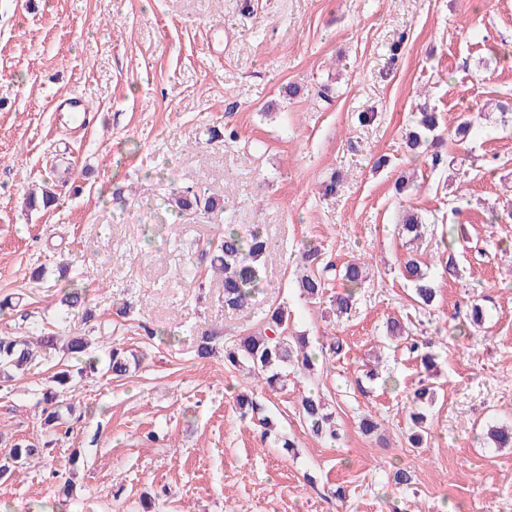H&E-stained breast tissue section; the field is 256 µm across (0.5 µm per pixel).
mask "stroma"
<instances>
[{
  "instance_id": "35a3bbf8",
  "label": "stroma",
  "mask_w": 512,
  "mask_h": 512,
  "mask_svg": "<svg viewBox=\"0 0 512 512\" xmlns=\"http://www.w3.org/2000/svg\"><path fill=\"white\" fill-rule=\"evenodd\" d=\"M70 94L96 114L88 132L53 110ZM500 101L512 103V0H0V299L24 296L0 334L23 312L58 324L65 264L100 320L130 305L114 336L144 354L123 380L100 371L63 390L74 405L64 436L0 479V512H512V448L484 436L512 425V223L492 220L512 205V122ZM421 106L439 113L453 169L406 148ZM361 112L371 120L358 122ZM475 113L478 130L456 141L459 116ZM335 173L336 196H323ZM404 176L414 185L397 191ZM45 183L56 204L26 209ZM186 186L223 200L241 233L265 226L267 285L253 308H225L215 275L204 290L179 287L191 249L224 222L180 211L174 195ZM409 210L426 225L413 243L398 226ZM452 224L466 238L449 254ZM310 242L321 262L366 261L348 317L301 296L296 256ZM410 256L429 268L431 306L402 277ZM40 266L43 279L29 280ZM473 301L484 324L453 334ZM278 303L292 331L316 347L340 338L343 353L276 391L223 357H197L203 330L258 332ZM391 317L433 339L434 375L395 348ZM62 367L60 354L38 351L20 388H0V460L18 441L45 440L38 400ZM370 368L376 379L357 388ZM425 380L437 391L432 437L414 448L409 400ZM311 391L335 414L336 442L299 416ZM242 392L295 448L242 416ZM365 417L375 433H361ZM399 468L409 484L394 482ZM339 485L342 501L316 492Z\"/></svg>"
}]
</instances>
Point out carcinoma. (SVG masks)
Masks as SVG:
<instances>
[{
	"label": "carcinoma",
	"instance_id": "obj_1",
	"mask_svg": "<svg viewBox=\"0 0 512 512\" xmlns=\"http://www.w3.org/2000/svg\"><path fill=\"white\" fill-rule=\"evenodd\" d=\"M437 127V113H419L416 127L406 134V146L415 152L420 150L428 144V134L434 132ZM270 249L271 242L263 227L256 226L244 237L236 225L227 221L217 242H211L199 250L200 258L210 259V271L224 279V307L244 310L253 305L256 294L266 280V260ZM318 257V249L303 246L300 262L309 268V272L302 275L298 281L300 294L309 302L319 303L329 282L337 278L342 280L346 284L344 292L329 299L331 310L339 319L350 313L356 301L357 290L365 281L363 262L349 261L344 269L338 271L332 264L314 267ZM197 258L190 257L188 270L192 271L198 267ZM404 276L414 285L419 303L430 305L435 297V288L432 287L427 272L418 259L411 257L405 260ZM61 304L69 313H82L85 322L95 318V314L88 307L86 291L76 283L62 296ZM288 319V308L278 305L268 310L263 331L257 334L240 336L227 342L222 332L215 329L205 331L198 340L197 356L207 359L222 351L224 366L235 370L246 369L269 389H282L288 381V369L309 375L318 370L319 362L324 356L331 357L342 350V343L338 340L331 342L325 351L321 348H311L303 334L288 335ZM387 332L390 336L404 341L406 350L420 361L426 371L430 372L436 368L431 342L411 336L406 325L398 320L387 323ZM33 339L42 346L58 350L64 356L80 362L81 367L77 368L78 376H86L97 371L100 357L89 352L92 336L64 327L60 331L42 332L36 337L18 333L13 336H0V378L3 382H16L22 379L31 359L30 344ZM99 347L104 350L107 371L115 378L128 376L133 369L139 367L143 359L136 350L115 341L111 342L107 336L100 340ZM433 396L434 391L425 385L413 392L410 411L413 431L409 442L414 447L421 445L428 435L426 404ZM40 403L44 404L41 411L44 415V429L49 431L56 428L61 419L58 391L52 388L46 390L42 393ZM237 403L242 415L258 418V422L264 428V436H274L275 442L282 443L284 448L295 447L292 440H284L275 434L274 423L264 415V407L254 395L241 393L238 395ZM299 415L314 435L331 441L337 439L338 433L333 426L332 413L321 397L313 393L302 397ZM35 458H40V449L35 444L22 441L13 445L11 460L14 465L22 467Z\"/></svg>",
	"mask_w": 512,
	"mask_h": 512
}]
</instances>
